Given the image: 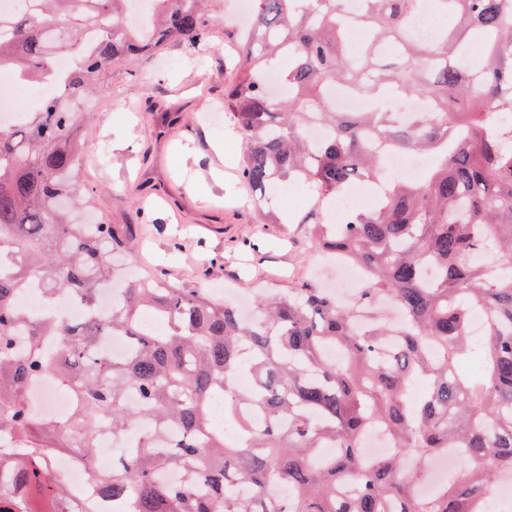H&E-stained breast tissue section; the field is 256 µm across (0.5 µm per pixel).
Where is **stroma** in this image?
<instances>
[{
	"label": "stroma",
	"instance_id": "stroma-1",
	"mask_svg": "<svg viewBox=\"0 0 512 512\" xmlns=\"http://www.w3.org/2000/svg\"><path fill=\"white\" fill-rule=\"evenodd\" d=\"M234 2L213 0V35L198 51L173 43L160 55L113 64L83 104L92 122L79 117L71 129L93 149L77 176L92 189L96 214L139 225L135 269L148 263L193 288L284 295L294 281L320 276L310 227L297 223L285 192L250 195L238 177L242 149L229 123L205 119L223 106L235 78L225 57ZM171 102L194 125L160 131L159 110ZM270 213L289 221L267 223Z\"/></svg>",
	"mask_w": 512,
	"mask_h": 512
}]
</instances>
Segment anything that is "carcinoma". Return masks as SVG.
Instances as JSON below:
<instances>
[{"mask_svg":"<svg viewBox=\"0 0 512 512\" xmlns=\"http://www.w3.org/2000/svg\"><path fill=\"white\" fill-rule=\"evenodd\" d=\"M133 2L39 0L34 13L0 17V72L58 84L21 124L0 126V262L11 265L0 270V478L11 481L0 512H59L67 487L53 459L93 460L103 426L140 431L135 455L88 470L97 495L132 512H390L393 503L488 512L485 490L512 476V0H434L432 43L408 37L420 0H363L369 47L359 54L341 26L348 0H251L224 93L240 180L261 193L286 179L303 186L312 248L363 266L365 288L341 304L297 281L286 296L259 298L245 320L233 304L156 275L128 282L109 315L65 322L55 302L97 309L117 276L112 256L136 241L128 224H78L66 208L91 194L72 179L74 109L114 62L170 42L194 50L214 23L207 0H144L148 25L133 26ZM465 38L479 46L478 69ZM60 54L73 61L62 77ZM338 84L368 107L336 111L328 93ZM395 93L422 108L399 115L387 105ZM314 123L328 130L317 142ZM396 151L429 155L426 177H385ZM365 181L379 186L373 201L332 217L331 203ZM34 281L48 300L42 316L14 304ZM475 310L484 315L478 374L465 366ZM148 314L162 333L145 325ZM110 336L126 339V355L102 350ZM48 338L58 352L45 350ZM46 374L77 400L65 422L27 407L28 386ZM217 401L232 438L214 420ZM246 404L266 416L264 429L240 415ZM374 425L395 451L369 460L362 439ZM452 448L456 481L421 496L406 458ZM174 470L187 480H165ZM282 482L288 498L265 495Z\"/></svg>","mask_w":512,"mask_h":512,"instance_id":"obj_1","label":"carcinoma"}]
</instances>
